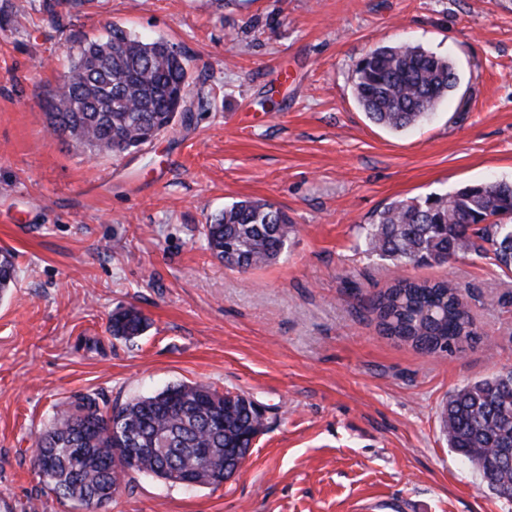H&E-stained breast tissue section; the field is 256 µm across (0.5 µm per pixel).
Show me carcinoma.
Returning a JSON list of instances; mask_svg holds the SVG:
<instances>
[{"label":"carcinoma","mask_w":512,"mask_h":512,"mask_svg":"<svg viewBox=\"0 0 512 512\" xmlns=\"http://www.w3.org/2000/svg\"><path fill=\"white\" fill-rule=\"evenodd\" d=\"M60 22L73 0H44ZM188 56L168 41L144 42L120 27L82 42L44 104L49 130L77 145L110 152L137 149L171 126V112L191 94ZM354 95L367 117L405 130L433 113L454 91L452 61L419 45L379 46L353 70ZM491 211L512 218V180H491L451 195L396 200L363 226L369 250L397 268L444 263L458 255L512 266V224H483ZM293 230L288 215L263 200L232 203L203 227L212 255L231 269L276 260ZM16 280L13 256L0 254V292ZM382 332L434 355L460 353L480 339L478 326L451 281L395 280L368 298ZM148 326L136 308L112 314L109 330L130 340ZM448 445L475 463L491 489L512 488V466L489 456H512V371L456 390L443 411ZM264 429L254 401L202 383L177 384L122 405L100 407L83 397L58 408L38 438L35 465L50 461L45 484L59 498L89 506L98 493L116 494L128 472L112 467V449L134 448L137 473L174 482L160 467L168 456L199 485L224 483V449L246 454Z\"/></svg>","instance_id":"obj_1"}]
</instances>
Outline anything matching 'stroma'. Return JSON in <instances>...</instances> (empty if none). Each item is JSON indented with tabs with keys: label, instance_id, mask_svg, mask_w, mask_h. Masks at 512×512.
Segmentation results:
<instances>
[{
	"label": "stroma",
	"instance_id": "35a3bbf8",
	"mask_svg": "<svg viewBox=\"0 0 512 512\" xmlns=\"http://www.w3.org/2000/svg\"><path fill=\"white\" fill-rule=\"evenodd\" d=\"M120 25L190 58L193 119L116 154L51 135L43 99L80 41ZM419 45L457 90L392 132L368 120L354 63ZM512 179V0H0V512H81L34 470L57 405H120L177 383L265 412L240 471L185 488L142 473L103 512H512L449 448L457 389L512 369V269L465 255L407 267L450 279L482 333L437 357L380 333L365 301L396 270L362 227L395 200ZM261 199L295 230L273 264L231 271L203 227ZM135 307L139 337L109 321ZM147 326V318L136 308L129 307L112 314L109 330L114 337L130 340L141 335Z\"/></svg>",
	"mask_w": 512,
	"mask_h": 512
}]
</instances>
